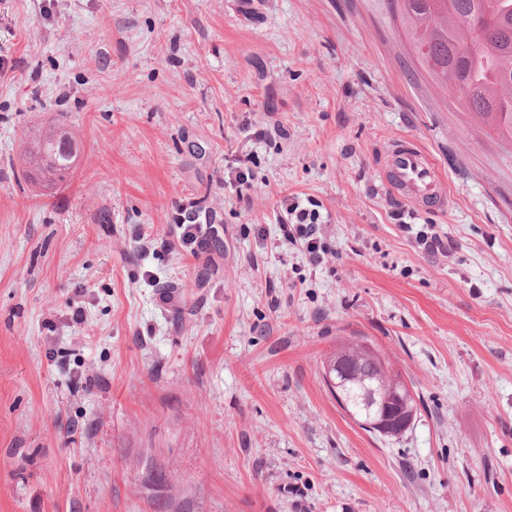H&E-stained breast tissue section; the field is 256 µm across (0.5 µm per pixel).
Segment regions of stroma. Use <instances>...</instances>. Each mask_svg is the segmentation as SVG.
<instances>
[{
	"instance_id": "35a3bbf8",
	"label": "stroma",
	"mask_w": 512,
	"mask_h": 512,
	"mask_svg": "<svg viewBox=\"0 0 512 512\" xmlns=\"http://www.w3.org/2000/svg\"><path fill=\"white\" fill-rule=\"evenodd\" d=\"M52 121L83 151L44 188L21 161ZM398 139L449 211L385 188ZM350 336L410 381L402 437L325 386ZM0 512H512V143L384 0H0ZM288 224H281L284 237L291 241H300L309 253L313 262L320 261L323 250L320 239L317 237L316 224L319 214L307 208H301L299 203L292 200L286 207Z\"/></svg>"
}]
</instances>
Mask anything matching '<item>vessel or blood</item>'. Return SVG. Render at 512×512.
I'll return each mask as SVG.
<instances>
[{
	"instance_id": "vessel-or-blood-1",
	"label": "vessel or blood",
	"mask_w": 512,
	"mask_h": 512,
	"mask_svg": "<svg viewBox=\"0 0 512 512\" xmlns=\"http://www.w3.org/2000/svg\"><path fill=\"white\" fill-rule=\"evenodd\" d=\"M383 182L419 209L445 211L453 204L426 153L410 141L392 142L385 157Z\"/></svg>"
}]
</instances>
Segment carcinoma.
<instances>
[{
    "instance_id": "cac0c4a2",
    "label": "carcinoma",
    "mask_w": 512,
    "mask_h": 512,
    "mask_svg": "<svg viewBox=\"0 0 512 512\" xmlns=\"http://www.w3.org/2000/svg\"><path fill=\"white\" fill-rule=\"evenodd\" d=\"M417 59L436 84L458 94L464 108L512 141V0H387ZM80 147L61 124L33 129L25 147L28 178L44 186L77 164ZM358 380L387 388L390 359L355 354Z\"/></svg>"
}]
</instances>
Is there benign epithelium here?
I'll return each instance as SVG.
<instances>
[{
  "label": "benign epithelium",
  "instance_id": "benign-epithelium-1",
  "mask_svg": "<svg viewBox=\"0 0 512 512\" xmlns=\"http://www.w3.org/2000/svg\"><path fill=\"white\" fill-rule=\"evenodd\" d=\"M339 357L336 362L326 366L324 375L329 387L337 392L345 383L346 359ZM412 391L404 376H399L389 390L380 394L372 388L364 391L363 402L369 421L366 426L382 434H400L410 428L415 419L411 405Z\"/></svg>",
  "mask_w": 512,
  "mask_h": 512
}]
</instances>
